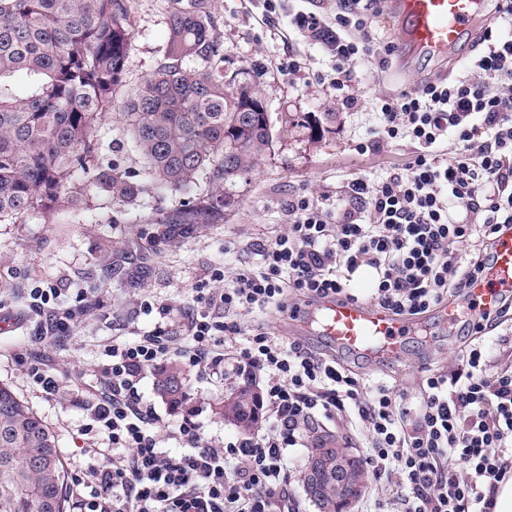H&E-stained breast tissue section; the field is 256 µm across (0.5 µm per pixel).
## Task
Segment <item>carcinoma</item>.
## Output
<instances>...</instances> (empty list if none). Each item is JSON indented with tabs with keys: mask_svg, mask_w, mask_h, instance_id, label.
<instances>
[{
	"mask_svg": "<svg viewBox=\"0 0 512 512\" xmlns=\"http://www.w3.org/2000/svg\"><path fill=\"white\" fill-rule=\"evenodd\" d=\"M131 0H0V224H20L82 203L95 188L114 204L143 194L187 193L199 178L234 182L273 147L259 90L237 71L228 77L185 65L224 62L199 4L169 16L165 61L136 92L116 93L134 38ZM118 112L141 168L106 158L92 132ZM228 200L196 197L162 216L174 224H209ZM244 380L216 407L250 430L258 400ZM156 389L173 410L187 404L183 369L171 364ZM67 473L54 432L0 383V512H65Z\"/></svg>",
	"mask_w": 512,
	"mask_h": 512,
	"instance_id": "carcinoma-1",
	"label": "carcinoma"
}]
</instances>
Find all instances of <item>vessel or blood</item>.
<instances>
[{"label":"vessel or blood","instance_id":"vessel-or-blood-1","mask_svg":"<svg viewBox=\"0 0 512 512\" xmlns=\"http://www.w3.org/2000/svg\"><path fill=\"white\" fill-rule=\"evenodd\" d=\"M483 9V0H388L398 56L405 62L447 59L465 36L473 33ZM463 293L464 305L446 302L436 307L442 322L459 324L465 305L472 316H479L496 308L503 294L512 293V228L496 234L486 269L465 283ZM303 327L336 349L382 362L401 358L408 336L416 332L409 319L368 302L347 299L315 305Z\"/></svg>","mask_w":512,"mask_h":512}]
</instances>
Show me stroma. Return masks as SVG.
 <instances>
[{
  "instance_id": "stroma-1",
  "label": "stroma",
  "mask_w": 512,
  "mask_h": 512,
  "mask_svg": "<svg viewBox=\"0 0 512 512\" xmlns=\"http://www.w3.org/2000/svg\"><path fill=\"white\" fill-rule=\"evenodd\" d=\"M179 0H132L134 39L123 75V94H130L165 59L168 18ZM212 36L223 49L230 69L256 80L272 123L273 147L245 178L234 183L199 180L191 194L142 195L135 204L114 206L89 196L85 207L59 217L0 224V316L15 320L16 331L0 335V381L29 405L54 431L66 469L86 462L83 450L85 415L72 398L51 400L30 382L25 365L37 360L54 373L79 372L96 385V365L113 338L133 339L153 329L158 314L143 313L144 300L164 301L185 310L197 308L193 289L214 269L232 274L254 266L256 244L286 231L285 206L302 192L343 194L349 179L377 178L404 172L413 146L406 141L380 145L358 153V142L373 137L378 125L374 103L380 95L405 85L444 75L457 76L477 51L463 44L455 63L421 59L411 65L394 62L383 74L367 66L356 70L354 90L362 99L358 110L343 108L327 79L334 58L323 44L293 29L290 19L300 11L320 13L333 22L337 0H284L273 19H266L264 0H203ZM300 64L293 75L281 62ZM231 199L215 224H196L162 235L158 214L182 207L189 196ZM132 266L146 267L137 287L107 274L115 256ZM59 288L65 302L79 290L88 301L69 336L48 345L39 340L40 321L28 313L31 289ZM418 332L408 342L405 357L395 366L340 356L342 365L366 378L383 377L407 396H417L424 367L447 372L457 369L456 357L467 345L466 328L441 325L434 312L417 320ZM185 383L190 401L186 411H173L155 392V375L147 373L142 390L165 420L178 422L184 412L195 414L205 439L214 446L237 434L236 426L215 413L230 390L231 378H208L189 369Z\"/></svg>"
}]
</instances>
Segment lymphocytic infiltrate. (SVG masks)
Instances as JSON below:
<instances>
[{"label":"lymphocytic infiltrate","mask_w":512,"mask_h":512,"mask_svg":"<svg viewBox=\"0 0 512 512\" xmlns=\"http://www.w3.org/2000/svg\"><path fill=\"white\" fill-rule=\"evenodd\" d=\"M384 0H339L335 25L298 12L293 26L326 44L330 83L343 105L357 107L353 69L388 71L394 46L374 26ZM479 54L453 80L436 79L380 99L378 143L407 140L414 155L405 173L352 178L342 197L302 193L289 199L287 230L256 248L255 269L214 271L196 284L201 307L183 313L188 340L169 325L166 302H145L160 323L134 341L113 339L98 364L101 391L83 400L88 462L68 486L72 512H291L285 452L316 417L345 414L366 432L365 462L378 480L375 512H493L496 490L512 472V365L493 366L494 343L482 338L458 356L454 375L422 377L416 401L384 381L353 376L302 341H283L246 324L255 310L298 314L301 304L357 298L355 277L370 274L367 301L416 316L480 275L486 259L469 248L512 224V36L486 28ZM462 142L444 158L447 138ZM53 287L35 288L31 314L47 335L68 333L85 294L65 305ZM239 368L267 378L269 425L221 446L206 444L191 416L165 422L141 391L146 369L172 359L206 376L226 375L225 350ZM182 446L167 451L169 441Z\"/></svg>","instance_id":"lymphocytic-infiltrate-1"}]
</instances>
